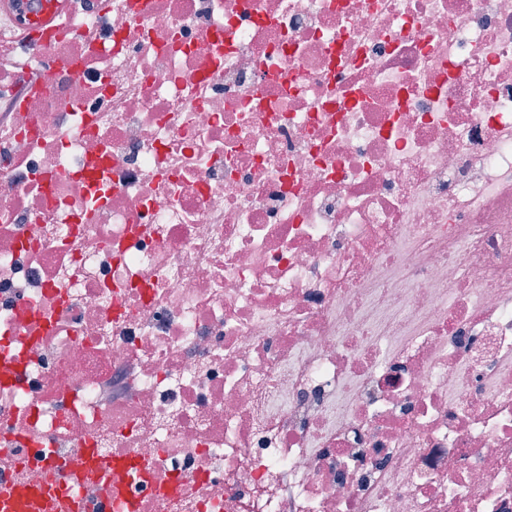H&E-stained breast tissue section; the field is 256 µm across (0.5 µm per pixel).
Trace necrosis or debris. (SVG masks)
I'll use <instances>...</instances> for the list:
<instances>
[{
    "label": "necrosis or debris",
    "mask_w": 512,
    "mask_h": 512,
    "mask_svg": "<svg viewBox=\"0 0 512 512\" xmlns=\"http://www.w3.org/2000/svg\"><path fill=\"white\" fill-rule=\"evenodd\" d=\"M0 15V487L79 512H512V0Z\"/></svg>",
    "instance_id": "1"
}]
</instances>
